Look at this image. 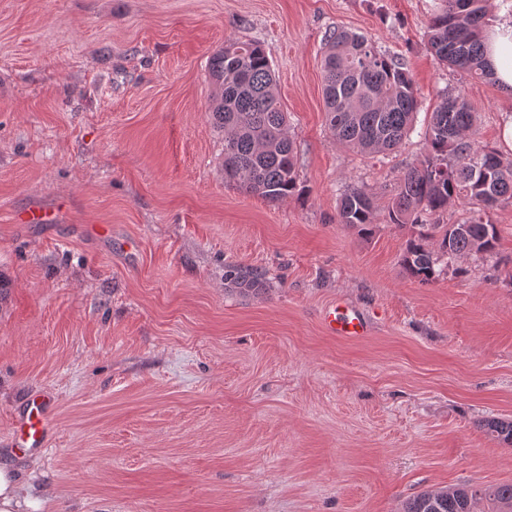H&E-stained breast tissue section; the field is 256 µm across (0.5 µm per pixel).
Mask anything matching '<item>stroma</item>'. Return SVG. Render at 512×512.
<instances>
[{"label":"stroma","mask_w":512,"mask_h":512,"mask_svg":"<svg viewBox=\"0 0 512 512\" xmlns=\"http://www.w3.org/2000/svg\"><path fill=\"white\" fill-rule=\"evenodd\" d=\"M437 0H0V465L25 512H401L423 491L512 483V207L496 251L408 278L387 223L443 90L512 158V93L460 83L427 48ZM367 35L421 102L374 157L325 125L322 38ZM269 53L301 194L226 182L207 60ZM367 187L377 225L337 223ZM33 207L55 213L25 224ZM112 234L95 237L93 225ZM266 273L242 297L224 268ZM343 300L369 335L329 334ZM55 404L48 446L9 447L30 394Z\"/></svg>","instance_id":"35a3bbf8"}]
</instances>
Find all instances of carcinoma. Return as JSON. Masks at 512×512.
Segmentation results:
<instances>
[{
  "label": "carcinoma",
  "mask_w": 512,
  "mask_h": 512,
  "mask_svg": "<svg viewBox=\"0 0 512 512\" xmlns=\"http://www.w3.org/2000/svg\"><path fill=\"white\" fill-rule=\"evenodd\" d=\"M488 0H440L427 25L434 56L460 79H489L486 59ZM321 68L325 121L336 141L365 155L396 149L408 136L418 111L417 90L407 65L378 50L367 36L344 28L328 30ZM215 85L211 116L224 134V178L269 201L298 188V156L287 135V113L276 93L266 49L256 41H226L208 59ZM476 112L460 91H447L431 112L423 149L400 179L388 206L389 223L413 228L401 256L405 274L422 284L435 281L455 258L495 251L499 231L487 212L512 206V158L476 139ZM461 204L467 217L441 222L448 207ZM337 222L369 233L376 226L373 195L364 187L345 190ZM224 280L241 296L265 289L264 274L229 266ZM512 444V422L483 424ZM512 512V484L463 485L424 491L403 512Z\"/></svg>",
  "instance_id": "1"
}]
</instances>
